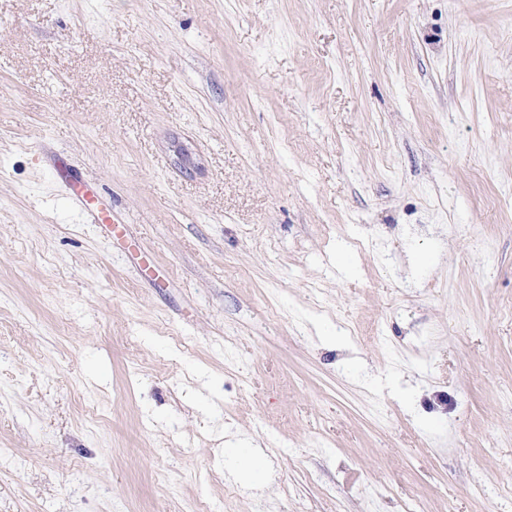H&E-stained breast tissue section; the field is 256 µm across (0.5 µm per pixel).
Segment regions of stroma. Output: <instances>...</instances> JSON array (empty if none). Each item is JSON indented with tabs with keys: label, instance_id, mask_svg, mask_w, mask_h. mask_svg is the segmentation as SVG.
Wrapping results in <instances>:
<instances>
[{
	"label": "stroma",
	"instance_id": "obj_1",
	"mask_svg": "<svg viewBox=\"0 0 512 512\" xmlns=\"http://www.w3.org/2000/svg\"><path fill=\"white\" fill-rule=\"evenodd\" d=\"M0 512H512V0H0Z\"/></svg>",
	"mask_w": 512,
	"mask_h": 512
}]
</instances>
